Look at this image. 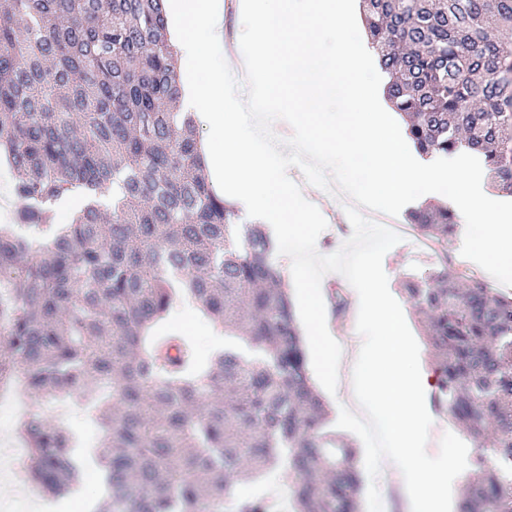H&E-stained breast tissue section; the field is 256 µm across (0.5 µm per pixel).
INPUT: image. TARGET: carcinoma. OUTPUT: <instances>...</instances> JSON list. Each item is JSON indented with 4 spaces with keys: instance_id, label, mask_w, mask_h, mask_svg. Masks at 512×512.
Here are the masks:
<instances>
[{
    "instance_id": "cac0c4a2",
    "label": "carcinoma",
    "mask_w": 512,
    "mask_h": 512,
    "mask_svg": "<svg viewBox=\"0 0 512 512\" xmlns=\"http://www.w3.org/2000/svg\"><path fill=\"white\" fill-rule=\"evenodd\" d=\"M360 7L418 151L464 144L512 195V0ZM179 95L165 0H0V153L20 202L0 226V385L105 431L97 512H270L237 488L271 473L291 512H359L356 450L327 429L270 240L210 185ZM71 196L72 222L51 223ZM411 223L442 247L456 228L446 208ZM405 291L426 317L433 403L477 444L457 512H512V298L445 249ZM178 292L262 356L226 348L195 371L155 329ZM18 435L42 491L82 479L71 429L34 413Z\"/></svg>"
}]
</instances>
